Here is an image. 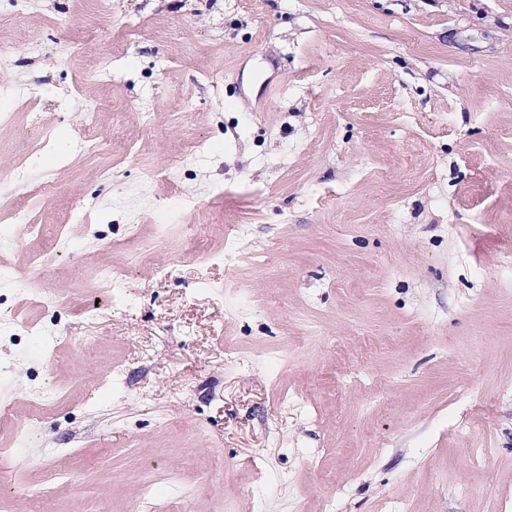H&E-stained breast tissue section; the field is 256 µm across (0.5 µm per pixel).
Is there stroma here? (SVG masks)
Returning a JSON list of instances; mask_svg holds the SVG:
<instances>
[{"label":"stroma","instance_id":"35a3bbf8","mask_svg":"<svg viewBox=\"0 0 512 512\" xmlns=\"http://www.w3.org/2000/svg\"><path fill=\"white\" fill-rule=\"evenodd\" d=\"M46 182L55 301L0 281L45 512H512V0H0V197ZM70 225L56 224L52 227V232L48 244L38 250L31 251L28 255V264L32 267L47 265L49 262L56 263L60 259L61 251L57 250L58 243L63 239H69ZM125 271L118 268L99 269L94 274V280L97 288L109 296L112 300H128L121 288L124 285Z\"/></svg>","mask_w":512,"mask_h":512}]
</instances>
